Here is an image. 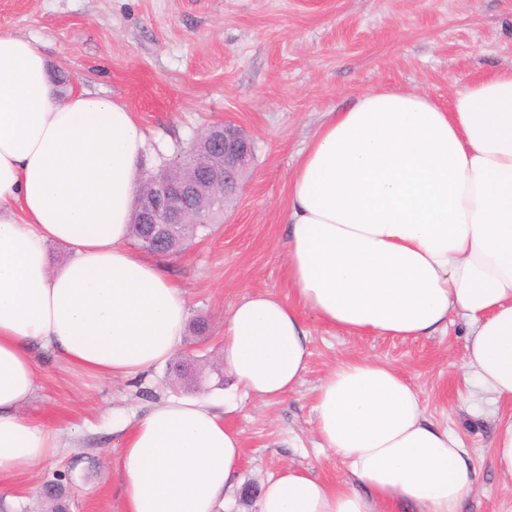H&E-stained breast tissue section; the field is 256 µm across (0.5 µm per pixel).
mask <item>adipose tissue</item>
<instances>
[{
    "mask_svg": "<svg viewBox=\"0 0 512 512\" xmlns=\"http://www.w3.org/2000/svg\"><path fill=\"white\" fill-rule=\"evenodd\" d=\"M145 133L121 100L62 97L35 39L0 32V474L62 453L59 430L23 412L38 349L71 377L128 378L171 361L188 321L164 266L132 245ZM292 298L243 296L221 352L237 392L277 401L308 367L307 316L345 333L423 339L468 325L463 369L512 402V68L448 107L377 87L330 113L288 180ZM67 255L51 262L48 246ZM330 483L291 467L259 512H461L477 474L459 435L425 415L394 367L337 362L315 388ZM124 512H219L240 487L241 435L205 396L152 406L121 439Z\"/></svg>",
    "mask_w": 512,
    "mask_h": 512,
    "instance_id": "1",
    "label": "adipose tissue"
}]
</instances>
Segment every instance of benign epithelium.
<instances>
[{"label": "benign epithelium", "instance_id": "1", "mask_svg": "<svg viewBox=\"0 0 512 512\" xmlns=\"http://www.w3.org/2000/svg\"><path fill=\"white\" fill-rule=\"evenodd\" d=\"M201 137L210 140L206 151L191 149L189 158L198 172L194 182L164 178L155 182L152 192L137 193L134 215L151 232L144 240L147 249L161 252L174 231L184 225L191 201L201 188L209 189L220 201L237 194L253 160V143L242 128L226 122L220 131L207 130Z\"/></svg>", "mask_w": 512, "mask_h": 512}]
</instances>
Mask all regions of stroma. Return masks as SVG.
Here are the masks:
<instances>
[{
  "mask_svg": "<svg viewBox=\"0 0 512 512\" xmlns=\"http://www.w3.org/2000/svg\"><path fill=\"white\" fill-rule=\"evenodd\" d=\"M0 31L38 40L64 82L125 102L146 133L145 171L173 159L206 127L233 122L253 139L254 160L223 223L163 258L203 336L185 335L178 356L209 374L200 390L170 383L168 366L135 378L71 385L51 350L27 415L59 429L66 453L0 476L9 512H45L59 481L69 512H123L120 429L168 397L232 401L241 434V480L261 486L285 467L339 480L345 468L318 445L313 389L337 361L370 357L394 366L423 394L427 416L469 448L478 484L464 512H512V481L492 467L491 403L461 370L467 328L408 340L348 334L309 322V370L284 400L237 395L219 382L224 317L251 292L288 296L281 222L288 178L327 113L386 86L445 105L466 83L512 68V0H0Z\"/></svg>",
  "mask_w": 512,
  "mask_h": 512,
  "instance_id": "obj_1",
  "label": "stroma"
}]
</instances>
